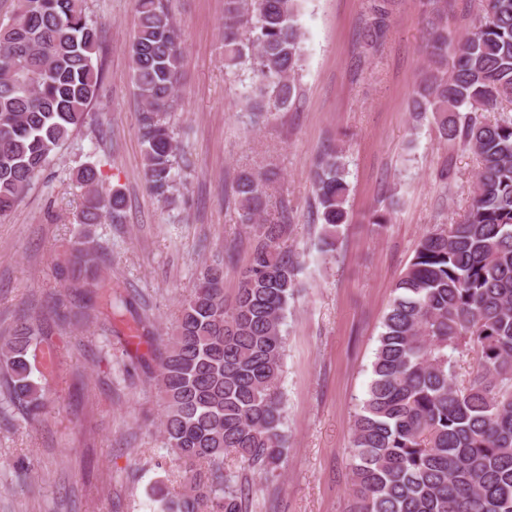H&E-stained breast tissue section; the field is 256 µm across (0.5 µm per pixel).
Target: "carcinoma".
<instances>
[{"label":"carcinoma","instance_id":"carcinoma-1","mask_svg":"<svg viewBox=\"0 0 512 512\" xmlns=\"http://www.w3.org/2000/svg\"><path fill=\"white\" fill-rule=\"evenodd\" d=\"M302 0H224V67L250 72L248 102L262 118L288 108L302 67ZM485 13L462 41L448 38V0L432 5L429 66L414 111L433 114L449 141L472 148L478 173L463 220L420 240L384 316L365 399L354 416L358 512H512V114L479 115L512 104V0H485ZM131 81L140 100L142 174L158 199H172L179 148L169 112L184 40L169 0H135ZM391 0H372L366 36L378 41ZM96 26L85 0H16L0 24V218L10 214L57 148L88 122L101 69ZM343 156L330 151L313 172L323 224L320 251L332 252L349 222ZM78 223H121L119 191L99 190L84 165ZM240 223L253 229L252 257L231 303L224 267L206 264L158 357L154 384L163 400L161 437L184 469L183 492L155 494L159 512H246L240 475L224 470L232 453L274 477L286 457L278 392L283 325L301 271L290 225L268 219L269 178L246 173L235 186ZM90 235L78 237L69 281L88 300L121 313L122 295L98 272ZM43 324L25 313L0 334L3 398L27 420L45 409L33 379ZM472 357L458 386L457 357Z\"/></svg>","mask_w":512,"mask_h":512}]
</instances>
